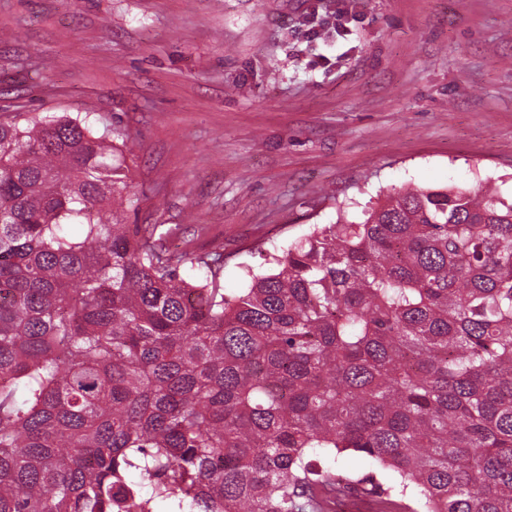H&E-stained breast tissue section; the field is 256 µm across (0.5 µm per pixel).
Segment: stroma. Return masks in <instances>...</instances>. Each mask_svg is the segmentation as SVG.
<instances>
[{
  "instance_id": "obj_1",
  "label": "stroma",
  "mask_w": 512,
  "mask_h": 512,
  "mask_svg": "<svg viewBox=\"0 0 512 512\" xmlns=\"http://www.w3.org/2000/svg\"><path fill=\"white\" fill-rule=\"evenodd\" d=\"M120 124L133 224L269 253L405 186L512 194V0H0V116Z\"/></svg>"
}]
</instances>
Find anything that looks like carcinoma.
I'll list each match as a JSON object with an SVG mask.
<instances>
[{
  "instance_id": "cac0c4a2",
  "label": "carcinoma",
  "mask_w": 512,
  "mask_h": 512,
  "mask_svg": "<svg viewBox=\"0 0 512 512\" xmlns=\"http://www.w3.org/2000/svg\"><path fill=\"white\" fill-rule=\"evenodd\" d=\"M132 143L0 120V512H512V198L340 208L228 295L125 222ZM321 464L330 466L337 472L351 475H361L371 471H378L376 465L370 458L360 453L353 452L336 455V457H322Z\"/></svg>"
}]
</instances>
